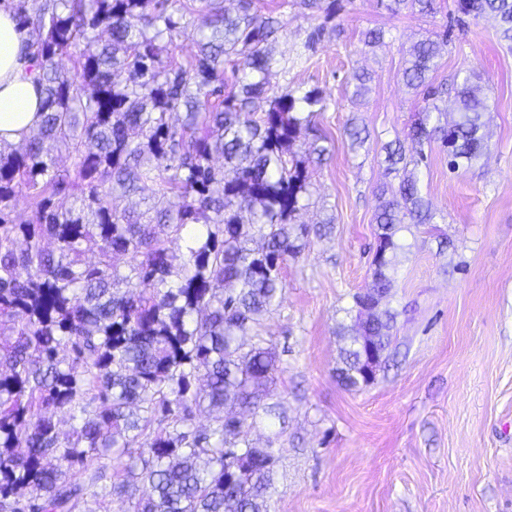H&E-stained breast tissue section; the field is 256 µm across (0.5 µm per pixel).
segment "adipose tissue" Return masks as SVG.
Returning <instances> with one entry per match:
<instances>
[{
    "instance_id": "adipose-tissue-1",
    "label": "adipose tissue",
    "mask_w": 512,
    "mask_h": 512,
    "mask_svg": "<svg viewBox=\"0 0 512 512\" xmlns=\"http://www.w3.org/2000/svg\"><path fill=\"white\" fill-rule=\"evenodd\" d=\"M39 70L31 61L27 35L14 12L0 6V139L9 143L40 122Z\"/></svg>"
}]
</instances>
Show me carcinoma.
I'll return each mask as SVG.
<instances>
[{
    "label": "carcinoma",
    "instance_id": "obj_1",
    "mask_svg": "<svg viewBox=\"0 0 512 512\" xmlns=\"http://www.w3.org/2000/svg\"><path fill=\"white\" fill-rule=\"evenodd\" d=\"M14 0L29 35L43 89L42 120L17 143L0 142V512H268L279 449L256 446L250 431L272 408L276 356L259 332L285 288L283 270L332 221H298L308 172L292 147L313 135L309 155L326 148L311 117L322 91L286 85L255 117L268 75L281 64L270 44L281 21L237 0L202 4L193 32L198 51L184 61L167 46L187 26L163 0ZM394 10L434 13V0H391ZM332 19L339 0H305ZM453 12L493 16L512 48V0H454ZM84 44L79 55L73 50ZM448 32L413 44L405 85L436 95L430 80ZM244 80L224 92V61ZM125 71V82L115 73ZM482 88L467 74L456 117L427 106L409 128L417 144L385 147L398 186L378 188L377 255L369 291L389 295L405 220L433 224L415 169L424 145L439 143L448 168L488 150ZM181 114L180 128L170 125ZM65 147L61 170L47 144ZM224 157V166L213 163ZM73 186L70 207L56 203ZM36 223L16 214L19 193ZM149 192L145 212L119 211L114 196ZM207 232L177 254L169 242L190 226ZM89 252L97 260L86 259ZM128 258L124 275L113 257ZM338 327L340 383L364 386L366 345L390 359L394 315L361 317L357 301ZM252 333L249 348L239 338ZM213 415L204 430L195 413ZM172 423L152 428L156 417ZM73 422L61 435L58 424Z\"/></svg>",
    "mask_w": 512,
    "mask_h": 512
}]
</instances>
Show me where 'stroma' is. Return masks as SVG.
Instances as JSON below:
<instances>
[{
  "label": "stroma",
  "mask_w": 512,
  "mask_h": 512,
  "mask_svg": "<svg viewBox=\"0 0 512 512\" xmlns=\"http://www.w3.org/2000/svg\"><path fill=\"white\" fill-rule=\"evenodd\" d=\"M256 6L284 23L275 58L313 43L304 66L274 69L268 82L327 99L314 122L329 158L308 166L300 219L334 222L284 268L280 304L261 327L279 366L267 400L279 416L251 431L281 450L270 512H512V51L493 18L453 23V0H436L426 18L380 0H345L331 20L300 0ZM369 28L384 30L382 44L363 43ZM434 31L449 40L432 78L438 103L452 107L460 72L478 75L489 148L456 171L439 146L426 148L418 176L437 224L399 236L386 301L396 357L348 390L336 379V330L370 279L377 189L395 180L383 147L425 105L403 81L407 54ZM356 69L371 76L360 98L347 84ZM353 122L368 132L363 144L346 134Z\"/></svg>",
  "instance_id": "stroma-1"
}]
</instances>
